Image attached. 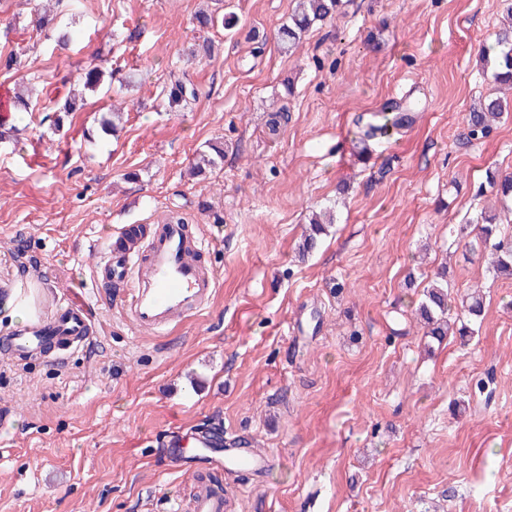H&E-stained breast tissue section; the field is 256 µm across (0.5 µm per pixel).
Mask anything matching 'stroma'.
Returning a JSON list of instances; mask_svg holds the SVG:
<instances>
[{"label": "stroma", "mask_w": 512, "mask_h": 512, "mask_svg": "<svg viewBox=\"0 0 512 512\" xmlns=\"http://www.w3.org/2000/svg\"><path fill=\"white\" fill-rule=\"evenodd\" d=\"M45 3L0 0V55L18 57L0 93L38 100L0 143V284L49 315L75 292L92 332L60 360L0 355V512H191L194 476L163 446L179 427L269 452L264 477H223L232 512H512V276L456 232L496 210L512 237L488 180L512 173V114L478 140L465 121L482 97L512 102L481 56L499 0H342L291 55L277 31L296 0H77L65 46L32 30ZM220 6L236 26L187 60L195 13ZM96 54L103 89L54 126ZM175 75L196 101L168 106ZM404 96L416 123L361 152L358 117ZM111 107L118 136L89 142ZM214 141L223 164L190 177ZM316 212L333 221L303 256ZM176 214L216 286L148 333L103 274L108 243ZM443 267L455 297L483 293L466 346H425L415 316Z\"/></svg>", "instance_id": "1"}]
</instances>
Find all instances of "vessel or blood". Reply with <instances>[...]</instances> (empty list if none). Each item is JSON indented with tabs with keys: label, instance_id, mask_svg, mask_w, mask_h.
I'll use <instances>...</instances> for the list:
<instances>
[{
	"label": "vessel or blood",
	"instance_id": "1",
	"mask_svg": "<svg viewBox=\"0 0 512 512\" xmlns=\"http://www.w3.org/2000/svg\"><path fill=\"white\" fill-rule=\"evenodd\" d=\"M202 247V240L190 238L185 225L169 223L138 254L122 250V257L132 260L124 306L135 326L161 331L201 309L215 287L213 276L196 258ZM90 331L85 304L71 298L54 317L34 316L9 329L0 336V353L23 359L37 351H66L83 343ZM218 444V439L208 435L178 431L168 442L169 457L184 464L186 449L193 448L198 457L208 459L211 470L229 476L242 470L257 475L266 472L268 456L233 447L219 455L215 452Z\"/></svg>",
	"mask_w": 512,
	"mask_h": 512
}]
</instances>
